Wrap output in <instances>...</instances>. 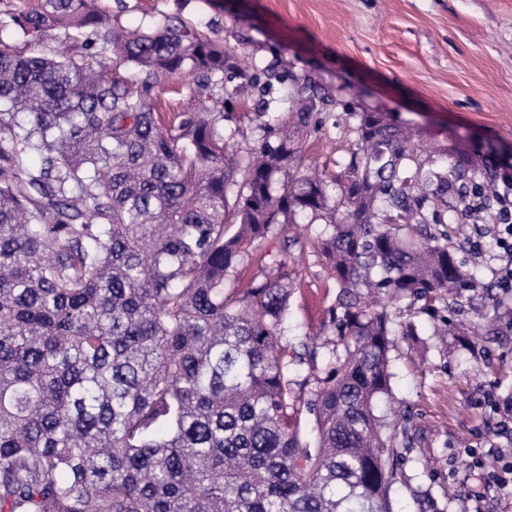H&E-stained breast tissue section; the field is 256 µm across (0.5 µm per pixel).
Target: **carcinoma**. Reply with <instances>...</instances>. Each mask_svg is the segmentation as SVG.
Listing matches in <instances>:
<instances>
[{
    "label": "carcinoma",
    "mask_w": 512,
    "mask_h": 512,
    "mask_svg": "<svg viewBox=\"0 0 512 512\" xmlns=\"http://www.w3.org/2000/svg\"><path fill=\"white\" fill-rule=\"evenodd\" d=\"M114 7L0 0V512H404L414 415L376 411L391 354L462 315L463 219L512 181L384 112L352 113L345 167L305 174L330 103L311 79L244 144L218 108L233 54ZM305 220L286 246L338 288L319 336L254 248Z\"/></svg>",
    "instance_id": "obj_1"
}]
</instances>
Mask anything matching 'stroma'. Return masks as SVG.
<instances>
[{
    "mask_svg": "<svg viewBox=\"0 0 512 512\" xmlns=\"http://www.w3.org/2000/svg\"><path fill=\"white\" fill-rule=\"evenodd\" d=\"M119 21L148 22L157 11L189 25L244 59L246 77L225 94V129L241 128L260 145L251 120L270 101L279 112L293 77H312L335 104L303 143L304 163L329 173L347 162L355 142L353 113L380 109L421 130L438 145L454 142L493 151L512 163V0H127ZM260 251L285 260L296 281L289 321L319 335L337 288L312 253L285 250L282 239L257 241ZM417 364L408 347L392 363V394L379 409L417 414L416 443L406 474L438 512H512V492L486 490L469 464L468 449L486 459L512 451V316L496 333L429 337Z\"/></svg>",
    "mask_w": 512,
    "mask_h": 512,
    "instance_id": "1",
    "label": "stroma"
}]
</instances>
